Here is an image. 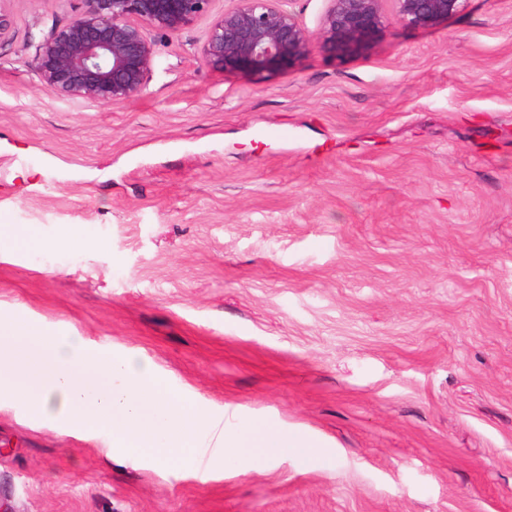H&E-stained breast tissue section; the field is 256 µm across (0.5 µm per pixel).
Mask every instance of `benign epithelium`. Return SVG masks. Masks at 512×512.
Returning <instances> with one entry per match:
<instances>
[{
  "label": "benign epithelium",
  "mask_w": 512,
  "mask_h": 512,
  "mask_svg": "<svg viewBox=\"0 0 512 512\" xmlns=\"http://www.w3.org/2000/svg\"><path fill=\"white\" fill-rule=\"evenodd\" d=\"M405 28L434 29L465 0H328L316 32L303 27L291 0H234L212 14L214 0H79L69 23L53 28L35 56L40 85L62 98L109 105L142 94L154 65L148 31L176 33L211 17L204 62L226 73L261 77L286 71L316 45L344 58L369 48L385 27L383 3Z\"/></svg>",
  "instance_id": "7a95c632"
}]
</instances>
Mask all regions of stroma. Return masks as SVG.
<instances>
[{
  "label": "stroma",
  "instance_id": "35a3bbf8",
  "mask_svg": "<svg viewBox=\"0 0 512 512\" xmlns=\"http://www.w3.org/2000/svg\"><path fill=\"white\" fill-rule=\"evenodd\" d=\"M78 0H11L0 42V316L149 361L174 394L307 458L106 452L0 411L11 512H512V0L257 80L209 18L153 33L148 87L43 90ZM83 225L82 250L43 249Z\"/></svg>",
  "mask_w": 512,
  "mask_h": 512
}]
</instances>
